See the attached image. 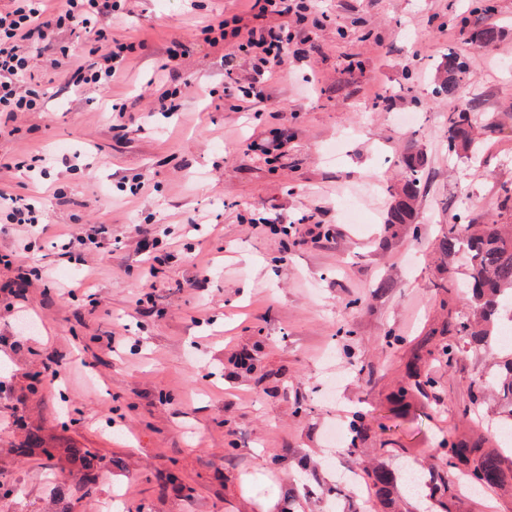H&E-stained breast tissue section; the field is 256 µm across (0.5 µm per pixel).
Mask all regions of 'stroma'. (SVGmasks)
<instances>
[{"label": "stroma", "instance_id": "stroma-1", "mask_svg": "<svg viewBox=\"0 0 512 512\" xmlns=\"http://www.w3.org/2000/svg\"><path fill=\"white\" fill-rule=\"evenodd\" d=\"M331 19L314 31L306 62L287 60L263 87L262 118L232 110L219 87L226 67L246 57L212 46L195 31L216 14L249 16L253 0H124L123 18H102L109 37L146 41L112 84L110 102L63 90L48 62L34 84L43 108L24 112L0 136V160L52 158L46 177L0 168V185L37 198L48 231L34 259L50 281L18 277L6 254L21 245L0 231V512H54L55 494L78 512H424L423 495L398 488L388 506L370 489L336 491L354 468L408 465L431 474L442 439L480 434L505 405L496 394L473 404V379L495 371L488 349L453 362L433 355L438 383L413 414L393 396L407 364L442 319L434 288L463 279L465 266L442 267L437 236L458 215L473 224H512L501 188L512 184V0H495L500 39L469 40L479 16L457 0H322ZM182 41L181 78L192 86L172 117L136 99L172 41ZM469 69L464 102L436 92V64L447 52ZM391 104H383V97ZM470 112L483 148L452 155L450 113ZM288 115L276 166L263 150ZM129 125L127 135L114 125ZM428 157L413 223L389 231L385 219L402 179L403 157ZM73 156V166L57 156ZM143 177L128 196L120 178ZM63 185L65 198L53 196ZM360 223L342 203L364 187ZM310 214L322 236L285 245L269 230ZM173 233L171 258L153 280L141 277L132 238L145 217ZM111 226L105 248L73 246L72 225ZM201 231L188 232L191 223ZM207 274L205 290L192 289ZM104 304L91 308L81 290ZM155 296L156 315L134 310L138 293ZM123 326L124 343L107 353L96 337ZM214 377H202L200 364ZM60 372L33 380L41 365ZM469 408L461 418L460 408ZM375 410L393 430L369 433L356 447L334 445L328 427H348ZM64 436L104 458L102 477L84 487L65 460L13 459L20 424Z\"/></svg>", "mask_w": 512, "mask_h": 512}]
</instances>
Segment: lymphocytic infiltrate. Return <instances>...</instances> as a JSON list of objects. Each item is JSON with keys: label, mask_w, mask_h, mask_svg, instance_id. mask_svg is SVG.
Wrapping results in <instances>:
<instances>
[{"label": "lymphocytic infiltrate", "mask_w": 512, "mask_h": 512, "mask_svg": "<svg viewBox=\"0 0 512 512\" xmlns=\"http://www.w3.org/2000/svg\"><path fill=\"white\" fill-rule=\"evenodd\" d=\"M43 0H12L10 10L0 11V134L22 112H36L43 106L39 90L28 86L26 78L37 68L39 47L51 41L60 30L90 28L100 17L116 15L122 0H61L52 14H45ZM257 7L251 21L222 15L211 18L201 33L211 45L225 44L247 53L251 69L244 75L230 74L224 89L237 109L253 110L258 99L255 86L279 73L286 57L301 56L307 37L298 32L305 22L321 24L324 15H311L308 0H255ZM146 42H102L93 50L94 62L72 69L71 50H63L51 65L76 91H90L108 98L112 80L137 52L146 50ZM0 221L15 226L23 235L38 232L45 223L42 207L9 190H0Z\"/></svg>", "instance_id": "lymphocytic-infiltrate-1"}]
</instances>
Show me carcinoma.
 I'll list each match as a JSON object with an SVG mask.
<instances>
[{
	"instance_id": "1",
	"label": "carcinoma",
	"mask_w": 512,
	"mask_h": 512,
	"mask_svg": "<svg viewBox=\"0 0 512 512\" xmlns=\"http://www.w3.org/2000/svg\"><path fill=\"white\" fill-rule=\"evenodd\" d=\"M501 31L492 24L472 29L473 42L489 46L500 37ZM467 75L464 62L450 52L437 65V93L450 101L459 102L466 96ZM474 154L478 151V140L474 134L470 113L453 112L448 116V153L460 151ZM403 166L405 178L393 194L387 218L388 229L413 221L421 195L422 175L426 167L423 152L416 151L405 156ZM436 250L441 259L451 260L456 254L465 252L469 258V273L465 288L464 310L457 309L460 286L451 279L441 278L435 284L440 295V304L448 307L445 323L430 330L425 354L438 353L451 362L462 355L467 348L490 347L495 343L494 325L499 322L501 302L512 298V224H454L448 233L436 241ZM437 336H453L448 343H435ZM435 386V381L424 372L421 357H416L409 366L407 383L396 393V401L402 410L412 408L413 391L418 386ZM491 389L512 402V353L503 361L502 370L494 377L474 384V394L479 395ZM377 423L381 431L390 425L381 417L370 414L355 421V437L370 431L371 424ZM12 454L19 460L37 456L54 458L64 453L75 466L81 482L93 485L96 482L99 463L92 448L80 449L64 446L44 438L38 432L28 429L23 438L13 445ZM441 452L447 471L431 482V494L435 497L440 512H449V506L456 497L453 476L465 474L475 489L512 488V452L485 447L482 436L448 437L442 442ZM365 480L382 502L387 501L397 483L396 476L385 468L364 472Z\"/></svg>"
}]
</instances>
